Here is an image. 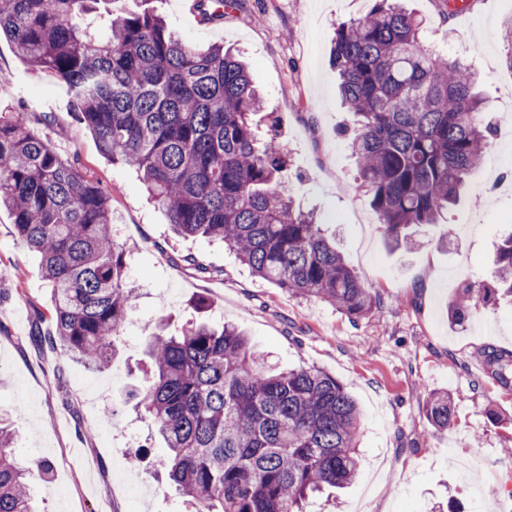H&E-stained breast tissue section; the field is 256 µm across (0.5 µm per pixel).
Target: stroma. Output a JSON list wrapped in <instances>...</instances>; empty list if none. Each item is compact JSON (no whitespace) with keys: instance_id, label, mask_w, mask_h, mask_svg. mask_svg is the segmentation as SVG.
<instances>
[{"instance_id":"35a3bbf8","label":"stroma","mask_w":512,"mask_h":512,"mask_svg":"<svg viewBox=\"0 0 512 512\" xmlns=\"http://www.w3.org/2000/svg\"><path fill=\"white\" fill-rule=\"evenodd\" d=\"M425 21L424 41L466 55L479 74L495 136L445 221L410 226L411 246L392 247L368 197L357 187L355 158L341 130L353 116L336 93L330 63L339 23L357 19L371 0H238L219 21L197 0H119V9L151 10L183 39L244 51L265 111L279 119L292 151L288 187L296 205L334 232L346 260L379 299L354 322L319 301L292 297L252 275L234 254L203 237L176 236L165 209L147 199L136 171L102 154L71 113L68 86L38 71L0 39V113L42 100L38 132L78 160L112 194V222L133 242L126 263L138 299L125 340L108 369L87 373L60 349L35 343L32 306L50 304L40 257L10 232L0 210V414L10 417L16 454L51 465L36 488L35 512H177L165 482L166 450L135 410L145 343L159 321L170 330L198 320L231 322L281 368L315 366L336 377L363 415L362 469L339 501L314 512H512V389L486 373L482 353L512 352V298L479 307L463 325L448 305L467 282L491 281L498 243L512 229V187L489 195L491 173L512 177V69L503 63V20L512 0H469L448 14L442 0H406ZM220 267L203 277L183 259ZM447 391L455 404L448 431L430 428L427 394ZM140 466L129 459L139 449Z\"/></svg>"}]
</instances>
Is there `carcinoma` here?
<instances>
[{"instance_id":"obj_1","label":"carcinoma","mask_w":512,"mask_h":512,"mask_svg":"<svg viewBox=\"0 0 512 512\" xmlns=\"http://www.w3.org/2000/svg\"><path fill=\"white\" fill-rule=\"evenodd\" d=\"M111 0H0V36L32 67L53 72L73 96L77 121L99 150L134 166L180 236L221 241L251 272L303 300L335 306L352 321L377 309L309 212L295 207L290 156L275 119L259 138L263 99L247 66L222 46L179 39L164 18L100 9ZM237 0H199L221 20ZM422 22L375 0L336 27L330 51L359 188L387 239L436 224L491 143L478 80L463 58L438 56ZM33 112L0 113V208L12 235L41 257L54 330L36 338L83 367L106 369L121 342L134 288L127 242L112 232V194L62 158L34 128ZM491 282L464 285L449 306L471 310L512 295V233L497 250ZM136 408L167 448L165 477L194 512H308L328 488L358 475L361 413L345 387L316 367L279 371L237 327L190 323L151 337ZM487 371L512 388V352L486 350ZM436 431L451 426L448 392L427 395ZM47 464L16 458L0 419V512H33L30 488Z\"/></svg>"}]
</instances>
